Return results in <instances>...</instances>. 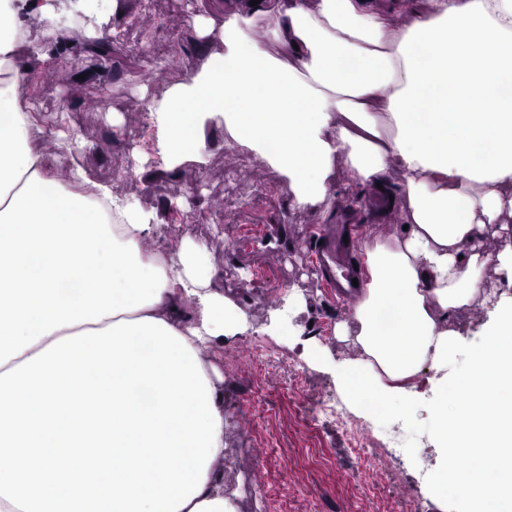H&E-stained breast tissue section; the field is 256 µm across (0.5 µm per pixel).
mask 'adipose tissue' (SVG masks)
I'll return each mask as SVG.
<instances>
[{
  "label": "adipose tissue",
  "mask_w": 512,
  "mask_h": 512,
  "mask_svg": "<svg viewBox=\"0 0 512 512\" xmlns=\"http://www.w3.org/2000/svg\"><path fill=\"white\" fill-rule=\"evenodd\" d=\"M236 0L194 15L190 70L148 110L164 169L203 161L204 126L288 179L295 208L337 212L334 173L403 186L406 226L373 240L350 303L360 355L332 361L359 406L405 427L428 373L427 444L467 457L430 494L512 512V0ZM59 0H0V512H239L224 491V339L242 313L211 291L203 245L158 249L154 225L105 183L62 173L34 137L19 43ZM251 109H243L242 99ZM502 242L497 253L486 245ZM492 306L458 376L451 312Z\"/></svg>",
  "instance_id": "adipose-tissue-1"
}]
</instances>
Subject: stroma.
<instances>
[{"mask_svg": "<svg viewBox=\"0 0 512 512\" xmlns=\"http://www.w3.org/2000/svg\"><path fill=\"white\" fill-rule=\"evenodd\" d=\"M124 2L126 16L111 19V60L92 57L75 43L72 33L82 21L62 0L51 33L37 36L55 59H36L21 45L19 65L23 79L33 83L42 138L51 137L65 112L84 142L80 149H52L50 164L64 171L78 167L92 181L113 184L156 224L160 244L188 238L206 243L211 290L246 315L247 331L225 338L221 363L225 492L241 512H397L426 496L428 480L451 468L442 450L394 447L383 422L358 411L334 374L305 354L310 337L333 358L354 356L336 336L337 323L350 319L347 308L324 288L316 264L321 217L293 207L291 187L277 167L250 150L225 148L220 121L205 125V163L159 169L148 102L202 64L189 49L192 16L223 21L234 0ZM146 7L147 28L131 26L128 14ZM67 55L76 66L62 64ZM135 152L145 171L128 186L123 171ZM334 181L340 202L355 205L361 246L353 259L366 264L365 243L379 237L380 227L396 229L401 215L386 211L370 186L349 188L346 167H337ZM292 291L304 295L306 308L292 316L288 334H265ZM491 322L490 309L477 306L453 315L462 335L455 350L458 371L468 369ZM258 345L269 354L261 367L252 362Z\"/></svg>", "mask_w": 512, "mask_h": 512, "instance_id": "stroma-1", "label": "stroma"}]
</instances>
